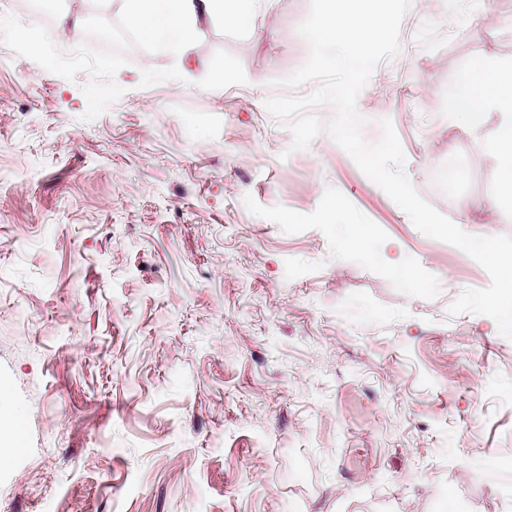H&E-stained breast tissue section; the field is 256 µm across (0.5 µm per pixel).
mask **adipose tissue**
Listing matches in <instances>:
<instances>
[{
	"instance_id": "1",
	"label": "adipose tissue",
	"mask_w": 512,
	"mask_h": 512,
	"mask_svg": "<svg viewBox=\"0 0 512 512\" xmlns=\"http://www.w3.org/2000/svg\"><path fill=\"white\" fill-rule=\"evenodd\" d=\"M127 22L140 39L186 55L192 52L205 21L223 17L239 26L252 15L255 0H124ZM497 113L498 132L488 143L498 162L502 189L493 206L512 209V61L492 54L468 67L448 113L472 130L480 129L488 113Z\"/></svg>"
}]
</instances>
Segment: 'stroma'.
Segmentation results:
<instances>
[{
    "label": "stroma",
    "mask_w": 512,
    "mask_h": 512,
    "mask_svg": "<svg viewBox=\"0 0 512 512\" xmlns=\"http://www.w3.org/2000/svg\"><path fill=\"white\" fill-rule=\"evenodd\" d=\"M50 6L126 24L122 0ZM309 12L257 0L193 53L105 70L0 0V386L22 429L0 512H512V340L447 314L488 273L328 134L290 152L264 107L308 58ZM487 53L512 60V0H411L357 106L439 213L512 235L487 203L496 113L470 131L446 111ZM359 225L372 257L344 245Z\"/></svg>",
    "instance_id": "1"
}]
</instances>
